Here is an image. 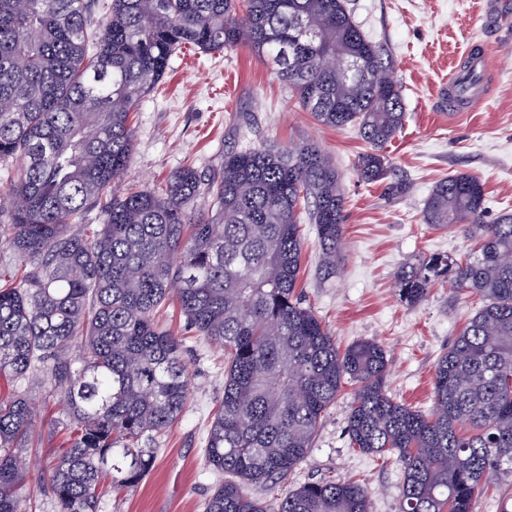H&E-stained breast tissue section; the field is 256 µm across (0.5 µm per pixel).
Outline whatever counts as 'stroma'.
<instances>
[{"label":"stroma","mask_w":512,"mask_h":512,"mask_svg":"<svg viewBox=\"0 0 512 512\" xmlns=\"http://www.w3.org/2000/svg\"><path fill=\"white\" fill-rule=\"evenodd\" d=\"M491 2L486 14L482 0H349L356 23L385 49L404 98L405 121L384 149L383 180L358 176L355 165L367 145L357 129L318 123L270 62L241 44L209 55H178L132 116L135 146L124 176L112 185L114 194L132 183L159 187L187 165L219 172L231 149L317 144L342 175L343 260L332 277L320 275L315 227L303 225L298 290L340 347L372 339L386 348L392 397L430 409L436 362L481 302L439 281L425 301L409 307L398 299L394 276L416 256L458 258L470 247L459 230H434L420 220L422 204L439 180L456 173L479 177L486 223L512 213V0ZM470 45L483 47L490 59L483 98L452 114L441 92ZM184 361L189 408L161 440L147 478L123 496L104 494L100 512H203L218 480L205 462V438L223 394L224 350L189 336ZM28 392L36 406L38 442L23 454L26 490L37 496L38 512H56L41 489L48 480L46 462L59 454L63 439L59 406L49 388L33 385ZM350 403V390H343L289 482L356 479L368 490L371 512H399L402 468L394 459L350 448Z\"/></svg>","instance_id":"obj_1"}]
</instances>
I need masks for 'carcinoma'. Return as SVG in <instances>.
Returning <instances> with one entry per match:
<instances>
[{"label":"carcinoma","mask_w":512,"mask_h":512,"mask_svg":"<svg viewBox=\"0 0 512 512\" xmlns=\"http://www.w3.org/2000/svg\"><path fill=\"white\" fill-rule=\"evenodd\" d=\"M90 3L0 0V162H19L0 193V378L58 396L67 447L44 488L57 512H99L102 490L137 486L151 442L186 410L182 338L158 318L170 302L185 332L224 347L205 451L226 479L204 512H370L357 480L288 485L347 383L349 443L400 463V512H472L512 478V213L483 223V184L464 173L424 200L421 223L457 228L473 247L402 266L400 300L415 306L446 280L484 304L438 359L431 408L397 401L383 346L340 349L296 293L304 220L323 274L343 258L341 177L319 146L231 150L217 175L187 166L160 188L112 193L134 147L130 115L177 53L240 44L271 60L319 123L357 128L369 146L360 176L383 178L402 91L347 0H111L95 25ZM459 83L480 89L476 55ZM201 197L208 210L196 214ZM91 209L102 223H83ZM34 427L26 393L0 397V512H37L21 460Z\"/></svg>","instance_id":"carcinoma-1"}]
</instances>
